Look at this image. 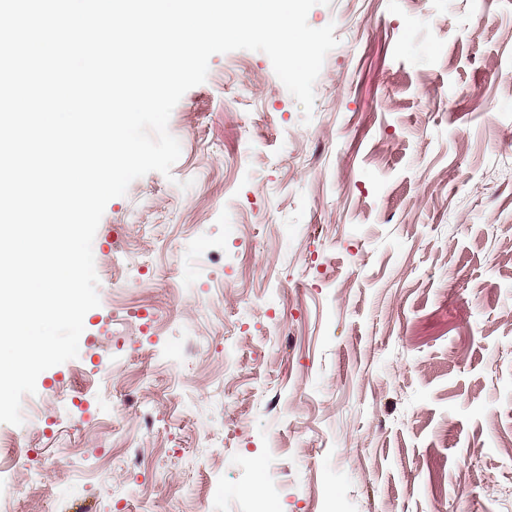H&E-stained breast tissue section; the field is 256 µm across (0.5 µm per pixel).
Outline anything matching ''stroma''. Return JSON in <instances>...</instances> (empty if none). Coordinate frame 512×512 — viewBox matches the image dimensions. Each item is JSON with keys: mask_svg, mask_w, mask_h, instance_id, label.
Returning a JSON list of instances; mask_svg holds the SVG:
<instances>
[{"mask_svg": "<svg viewBox=\"0 0 512 512\" xmlns=\"http://www.w3.org/2000/svg\"><path fill=\"white\" fill-rule=\"evenodd\" d=\"M308 22L310 123L267 55H214L170 175L108 202L0 512H249L270 477V512H512V0Z\"/></svg>", "mask_w": 512, "mask_h": 512, "instance_id": "stroma-1", "label": "stroma"}]
</instances>
